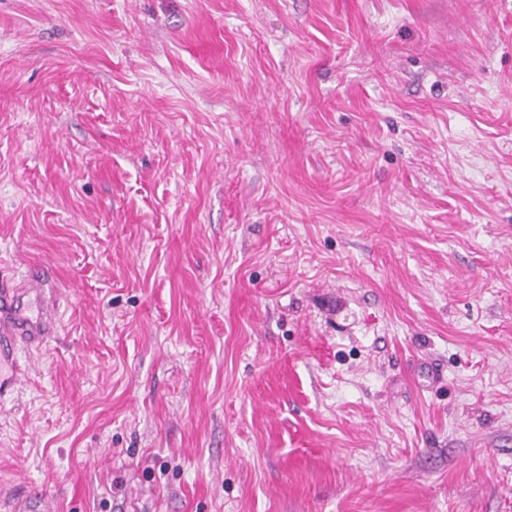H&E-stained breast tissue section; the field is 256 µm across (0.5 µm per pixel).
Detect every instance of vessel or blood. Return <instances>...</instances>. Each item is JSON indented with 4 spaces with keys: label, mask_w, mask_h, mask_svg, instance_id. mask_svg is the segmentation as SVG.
<instances>
[{
    "label": "vessel or blood",
    "mask_w": 512,
    "mask_h": 512,
    "mask_svg": "<svg viewBox=\"0 0 512 512\" xmlns=\"http://www.w3.org/2000/svg\"><path fill=\"white\" fill-rule=\"evenodd\" d=\"M55 289L44 272L29 269L21 278H0V399L21 388L28 372L20 346L43 347L57 333Z\"/></svg>",
    "instance_id": "b4317fda"
}]
</instances>
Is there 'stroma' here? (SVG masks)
Returning a JSON list of instances; mask_svg holds the SVG:
<instances>
[{"instance_id":"stroma-1","label":"stroma","mask_w":512,"mask_h":512,"mask_svg":"<svg viewBox=\"0 0 512 512\" xmlns=\"http://www.w3.org/2000/svg\"><path fill=\"white\" fill-rule=\"evenodd\" d=\"M0 259V512H512V0H0ZM44 271L31 268L20 279L0 278V401L21 388L28 372L19 362L21 345L41 348L57 333L54 288ZM25 299H34L36 313L29 314Z\"/></svg>"}]
</instances>
